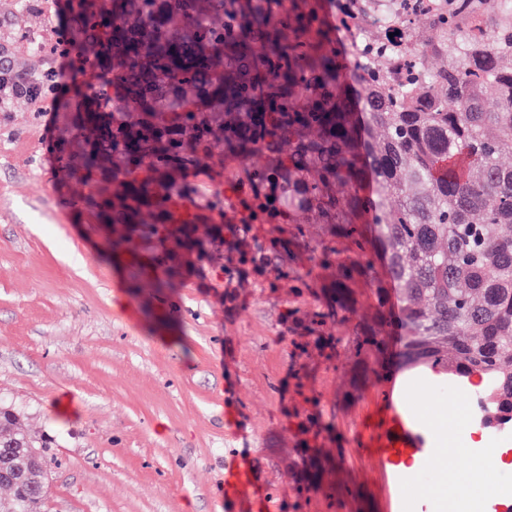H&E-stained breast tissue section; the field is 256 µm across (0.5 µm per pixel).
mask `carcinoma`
I'll use <instances>...</instances> for the list:
<instances>
[{
	"label": "carcinoma",
	"mask_w": 512,
	"mask_h": 512,
	"mask_svg": "<svg viewBox=\"0 0 512 512\" xmlns=\"http://www.w3.org/2000/svg\"><path fill=\"white\" fill-rule=\"evenodd\" d=\"M101 2L68 0L79 111L49 150L112 251L151 249L170 281L224 242L202 209L235 200L246 224L289 225L256 257L303 248L279 274L327 272L314 320L342 330L354 381L386 377L395 334L410 375L477 376L476 418L512 413V4L393 0L387 23L426 21L419 45L371 0H333L332 23L320 0ZM219 148L263 162L202 208L187 177ZM24 418L0 399V512H44L56 440Z\"/></svg>",
	"instance_id": "carcinoma-1"
}]
</instances>
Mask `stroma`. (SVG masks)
I'll return each mask as SVG.
<instances>
[{"mask_svg": "<svg viewBox=\"0 0 512 512\" xmlns=\"http://www.w3.org/2000/svg\"><path fill=\"white\" fill-rule=\"evenodd\" d=\"M63 0H0V55L14 70L63 73L54 42ZM64 92L0 112V394L29 427L56 436L45 512H227L224 472L252 454L269 512H420L421 492L372 450L400 417L422 445L426 383L403 377L351 387V355L333 324L304 330L318 289L272 265H240L232 242L177 288L137 291L135 263L116 264L80 188L60 187L48 144ZM455 431L449 479L475 466L465 391L439 390ZM319 490L299 495L313 468Z\"/></svg>", "mask_w": 512, "mask_h": 512, "instance_id": "1", "label": "stroma"}]
</instances>
